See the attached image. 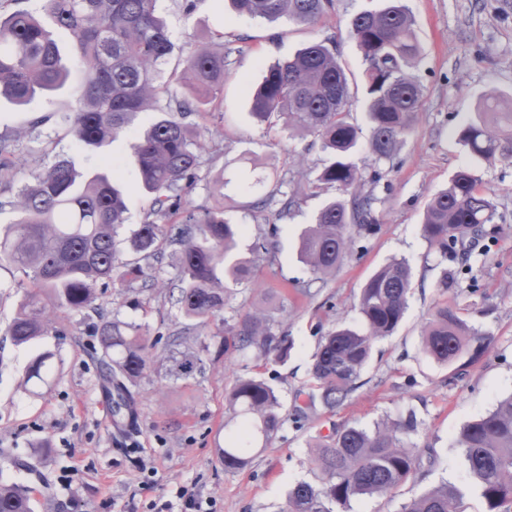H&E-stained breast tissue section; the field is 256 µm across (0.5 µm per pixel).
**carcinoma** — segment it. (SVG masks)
<instances>
[{
    "mask_svg": "<svg viewBox=\"0 0 512 512\" xmlns=\"http://www.w3.org/2000/svg\"><path fill=\"white\" fill-rule=\"evenodd\" d=\"M42 15L22 0H0V97L17 106L50 94L70 80L54 39L56 29L76 42L81 73L78 105L64 117L65 134L78 149L99 153L118 136H130L137 185L151 199L144 223L127 239L131 258L121 260L118 230L126 221V202L114 177L79 169L61 158L38 170L23 139L43 124L38 118L14 137L0 138V207L19 218L0 233V266L22 272L28 290L6 328L16 346L65 333L72 313H86L98 341L97 362L116 416H137L132 387L155 369L178 380L202 369L208 345L191 335L206 329L231 296V286L251 281L253 263L236 256L243 229L224 219V174L213 182L209 204L193 207L186 193L211 154L208 117L220 111L224 91V51L197 50L185 59L189 92L171 93L159 77L172 50L168 30L156 15L157 0H42ZM252 17L313 27L335 11V0H230ZM350 36L367 64L364 71L368 149L374 163L393 159L411 130L425 94L413 75L421 57L414 19L405 0H380L376 9L356 14ZM170 97L160 106L163 95ZM347 75L336 48L312 41L286 60L264 66L261 83L251 91L250 111L260 126L284 120L288 131L312 135L328 155L318 185L333 187L328 199L299 235L298 255L317 279H324L350 256L358 239L377 230L378 198L365 190L366 176L352 161L361 128L351 119ZM157 111L160 117L137 129L136 118ZM195 115L197 123L186 118ZM459 142L475 158L512 159V106L497 96L478 107L477 118L459 131ZM495 214L493 198L472 169L463 167L436 191L423 212L420 233L430 249L457 263L443 270L440 287L469 269L466 240L488 234ZM175 247L177 275L164 296L186 321L166 336H151L142 326L121 320L95 305L98 290L119 286L138 296L157 286L156 270L166 250ZM413 288L412 268L393 259L367 280L357 302L361 327L338 324L321 337L311 368L307 408L330 411L358 388L374 343L393 335L404 317ZM488 336L469 328L446 305L433 308L424 326V353L441 365H469L479 359ZM224 355H253L284 363L293 341L280 329L271 308L259 306L224 320ZM53 354L30 361L25 384L49 385ZM232 417L242 418L236 440L216 453L224 471L244 470L258 438L268 443L284 418L279 392L264 378L242 377L226 397ZM415 413L374 428L344 424L313 444L314 481L298 483L288 495L287 512H347L353 499L392 495L414 478L421 449L404 436L417 431ZM457 446L485 504V512H512V396L462 428ZM463 493L440 484L401 505L400 512H462ZM0 512H33L29 489L0 481Z\"/></svg>",
    "mask_w": 512,
    "mask_h": 512,
    "instance_id": "1",
    "label": "carcinoma"
}]
</instances>
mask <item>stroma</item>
Returning a JSON list of instances; mask_svg holds the SVG:
<instances>
[{"label": "stroma", "mask_w": 512, "mask_h": 512, "mask_svg": "<svg viewBox=\"0 0 512 512\" xmlns=\"http://www.w3.org/2000/svg\"><path fill=\"white\" fill-rule=\"evenodd\" d=\"M195 4L190 13L184 0L156 4L174 44L165 65L171 91H187L181 74L190 51L220 49L227 63L224 111L208 122L219 151L204 162L189 199L196 206L208 204L212 178L223 174L224 216L245 227L238 252L251 257L255 238L273 226L277 233L268 236V246L274 259L256 262L251 282L235 286L222 317L212 320L201 373L173 381L153 372L134 388L137 423L127 434L113 420L112 400L93 357L94 339L80 315H72L70 332L39 343L54 355L49 386L35 395L25 390L32 351L14 346L4 331L27 281L13 267H0V478L32 487L34 512H159L162 504L166 512H180L183 489L207 502L210 512H286L289 490L314 478L315 439L343 423L369 429L412 411L419 427L410 439L423 452L419 473L394 497L352 501L350 512H399L402 503L444 482L463 492L464 512H484L456 440L465 423L512 395V160H474L458 134L475 118L483 95L512 98V0H406L422 47L415 74L426 93L393 160L374 163L364 145L356 153L359 168L377 176L371 188L379 199V226L323 282L299 261L297 243L304 224L335 194L314 186L327 155L312 137L289 135L280 125L268 131L259 126L250 115L249 91L260 82L264 63L292 56L315 39L331 40L351 85L361 84L365 64L349 22L379 0H336L335 16L315 27L240 15L228 0ZM75 105L69 84L27 108L1 99L0 135L28 127L34 116H49L48 124L24 140L34 164L53 163L55 154H44L43 148L47 138L58 135L56 154L73 157L79 167L98 168L99 156L81 152L64 133L61 117ZM107 153L122 170L127 196L126 223L118 236L124 259L126 239L144 222L150 199L135 187L128 140H116ZM257 166L268 180L255 194L246 186ZM465 166L494 197L497 231L474 249L471 273L444 292L438 281L447 262L429 248L419 228L432 193ZM262 194L268 198L263 206L257 203ZM394 258L407 259L414 274L399 329L375 344L360 387L342 407L295 420L294 396L310 383L321 336L340 321L358 324L354 302L362 286ZM271 292L288 296V311L280 317L295 342L288 362L225 358L217 335L223 318L247 311ZM444 301L459 310L469 328L490 338L480 360L462 370L438 365L422 350L421 328ZM98 302L153 334L168 332L176 322L174 309L159 294L136 299L111 288ZM252 375L281 393L285 422L248 468L228 472L215 450L235 436L238 424L229 420L224 396L237 378Z\"/></svg>", "instance_id": "35a3bbf8"}]
</instances>
